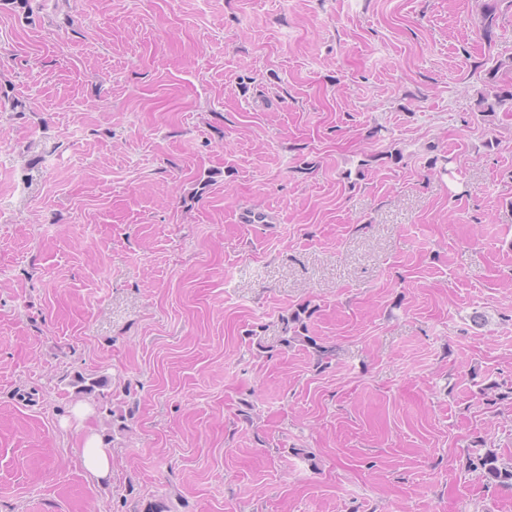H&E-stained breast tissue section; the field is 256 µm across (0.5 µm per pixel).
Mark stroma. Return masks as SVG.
Returning a JSON list of instances; mask_svg holds the SVG:
<instances>
[{
    "label": "stroma",
    "mask_w": 512,
    "mask_h": 512,
    "mask_svg": "<svg viewBox=\"0 0 512 512\" xmlns=\"http://www.w3.org/2000/svg\"><path fill=\"white\" fill-rule=\"evenodd\" d=\"M485 2L0 0V512H512ZM306 312L305 308H301V310L294 311L291 314L287 319L285 332L288 333L293 329V334L292 336H284L280 342L285 347H290L295 342H298L300 345L310 347L317 353L318 361L322 362V360L330 358L331 350L326 346L319 345L313 336H308L306 334V332H308V327L302 318V314L304 315ZM290 323L294 326L291 327ZM82 465L97 480H105L112 473V450L95 431H87L83 439ZM468 468L478 471L488 485L512 490V458L504 459L495 449H472L468 455Z\"/></svg>",
    "instance_id": "35a3bbf8"
}]
</instances>
